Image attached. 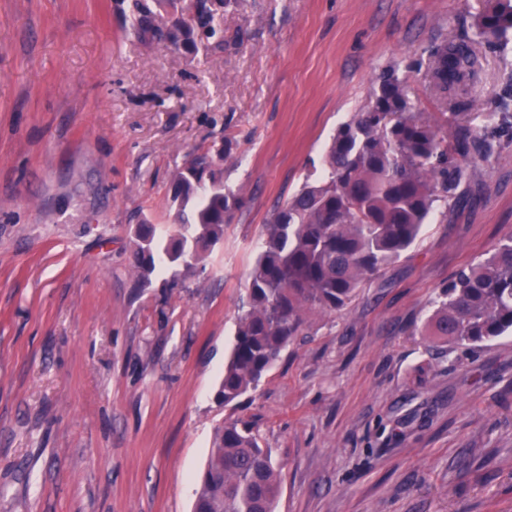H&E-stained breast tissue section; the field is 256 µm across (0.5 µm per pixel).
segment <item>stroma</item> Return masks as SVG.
Instances as JSON below:
<instances>
[{
    "label": "stroma",
    "mask_w": 512,
    "mask_h": 512,
    "mask_svg": "<svg viewBox=\"0 0 512 512\" xmlns=\"http://www.w3.org/2000/svg\"><path fill=\"white\" fill-rule=\"evenodd\" d=\"M154 0H0V512H192L215 427L255 424L276 512H512V335L422 333L449 279L512 235V39L483 0H235L207 47L133 29ZM468 39L492 146L415 243L316 313L258 388L216 400L264 226L396 68ZM209 154L244 204L193 274L132 267L175 233L173 174ZM483 9L474 17L479 36L494 45L512 36V0H485Z\"/></svg>",
    "instance_id": "35a3bbf8"
}]
</instances>
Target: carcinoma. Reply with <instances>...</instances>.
I'll list each match as a JSON object with an SVG mask.
<instances>
[{"label": "carcinoma", "mask_w": 512, "mask_h": 512, "mask_svg": "<svg viewBox=\"0 0 512 512\" xmlns=\"http://www.w3.org/2000/svg\"><path fill=\"white\" fill-rule=\"evenodd\" d=\"M136 21L184 15L175 39L218 32L223 14L209 0H155ZM489 45L512 35V0H485L474 17ZM479 59L465 40L429 50L424 76L445 122L411 104L407 81L393 69L377 78L371 104L342 124L325 158L327 175L305 183L264 225V243L248 273L247 301L216 393L230 405L257 387L313 312L344 308L358 288L416 241L439 202L458 199L471 160L491 145L466 120L467 84ZM210 185L184 167L173 178L179 229L163 241L144 220L133 240L134 270L144 285L164 264L178 279L224 237L243 199L224 189L209 164ZM428 317L427 335L453 347H471L512 334V236L486 258L461 269L442 290ZM280 471L260 448L253 428L239 420L217 427L198 480L193 512H275Z\"/></svg>", "instance_id": "cac0c4a2"}]
</instances>
